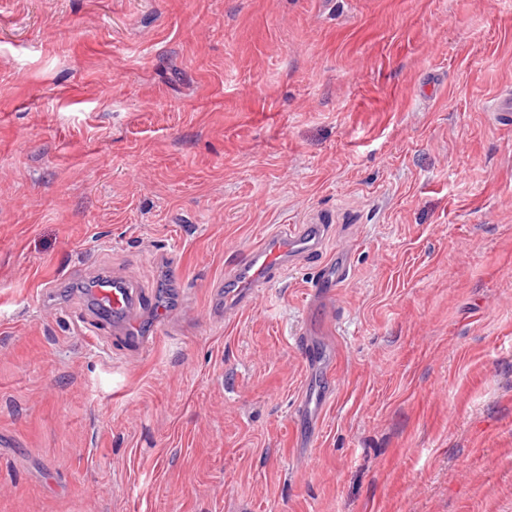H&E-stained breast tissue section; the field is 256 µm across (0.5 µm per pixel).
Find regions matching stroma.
Masks as SVG:
<instances>
[{"instance_id":"35a3bbf8","label":"stroma","mask_w":512,"mask_h":512,"mask_svg":"<svg viewBox=\"0 0 512 512\" xmlns=\"http://www.w3.org/2000/svg\"><path fill=\"white\" fill-rule=\"evenodd\" d=\"M511 91L512 0H0V512H512ZM104 270L191 315L90 335ZM329 227L328 224L286 225L248 250L241 261L230 266L224 282L214 292L215 317L224 319L249 305L257 288L267 287L286 270L288 257L318 252ZM352 275L350 263L343 254L336 257V262L325 263L317 272L311 283V294L315 297H327L347 283ZM297 347L301 351V355L308 365L313 367H323L326 371H331L334 367V352H328L314 342V340L308 336L307 332L301 333L295 339ZM318 396L320 398H318ZM331 393L328 389L318 388L313 389L312 391L307 386L302 398L299 412L302 415H309L311 419L314 421H319L320 414L323 406L330 398Z\"/></svg>"}]
</instances>
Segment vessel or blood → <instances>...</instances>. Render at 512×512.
<instances>
[{"instance_id":"obj_1","label":"vessel or blood","mask_w":512,"mask_h":512,"mask_svg":"<svg viewBox=\"0 0 512 512\" xmlns=\"http://www.w3.org/2000/svg\"><path fill=\"white\" fill-rule=\"evenodd\" d=\"M327 232L328 227L324 224H298L283 227L281 231L266 236L248 250L241 261L231 265L223 285L216 288L212 302L215 317H227L231 312L249 305L257 289L267 287L286 270L289 258L318 252ZM351 275L349 262L344 257H337L318 270L311 283V293L316 297L330 296L336 288L347 283ZM92 296L105 320L124 324L125 329L119 338L124 346L133 351L144 350L147 346L146 338L132 321L135 311L149 310L156 329L160 331L172 319L169 309L147 298L130 281L106 271L96 279ZM295 343L307 364L328 370L333 368V353L322 350L308 334H300ZM330 396V391L325 388L305 391L301 398V414L319 419Z\"/></svg>"}]
</instances>
